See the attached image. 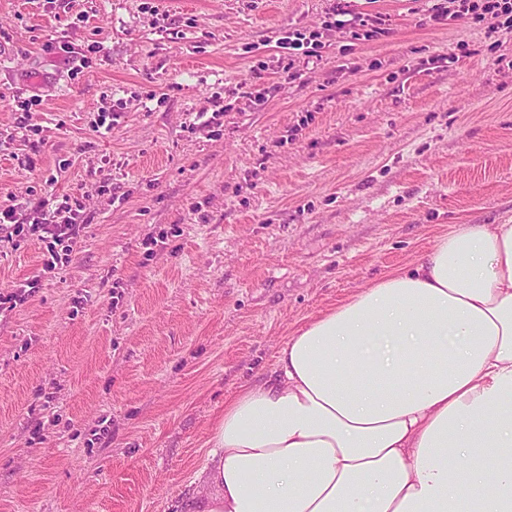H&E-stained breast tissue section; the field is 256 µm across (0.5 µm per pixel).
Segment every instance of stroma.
<instances>
[{
  "label": "stroma",
  "mask_w": 512,
  "mask_h": 512,
  "mask_svg": "<svg viewBox=\"0 0 512 512\" xmlns=\"http://www.w3.org/2000/svg\"><path fill=\"white\" fill-rule=\"evenodd\" d=\"M436 2L0 0V209L85 221L0 242V512H179L297 328L512 222V33ZM63 209L58 208L49 215L47 219L44 217L43 224H36L37 226L31 229L30 227H25L24 224H18L19 221L16 220V212L15 210H9L7 212H1L3 214V223L4 221H8L10 224L9 227L7 224H1V230H10L8 232V241H13V236L16 237L21 236L24 232L28 233L31 230L41 232L40 238L42 240H50L48 246V254L49 257L44 260V265L46 267L55 268L59 264L64 265L69 261V256L74 250V246L78 243V238L80 237V231L84 228V224H76L75 217L72 216H60ZM58 219H61L60 221ZM6 226V228H3ZM25 235V234H24ZM58 243L59 245L65 244L62 248V254L58 251H55L54 244ZM54 246V248H53Z\"/></svg>",
  "instance_id": "stroma-1"
}]
</instances>
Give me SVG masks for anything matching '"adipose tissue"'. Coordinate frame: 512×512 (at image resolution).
Listing matches in <instances>:
<instances>
[{
    "mask_svg": "<svg viewBox=\"0 0 512 512\" xmlns=\"http://www.w3.org/2000/svg\"><path fill=\"white\" fill-rule=\"evenodd\" d=\"M183 512H512V224H459L224 404Z\"/></svg>",
    "mask_w": 512,
    "mask_h": 512,
    "instance_id": "adipose-tissue-1",
    "label": "adipose tissue"
}]
</instances>
